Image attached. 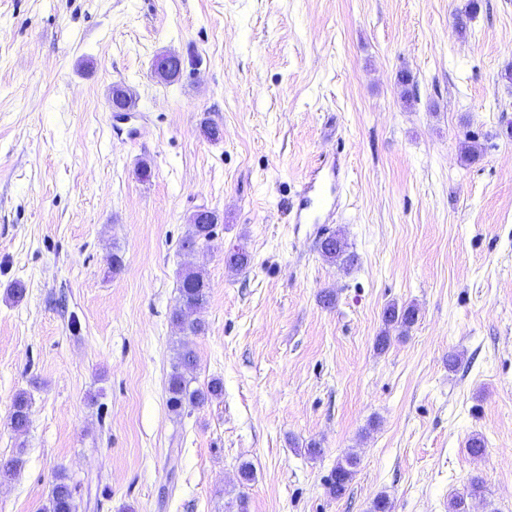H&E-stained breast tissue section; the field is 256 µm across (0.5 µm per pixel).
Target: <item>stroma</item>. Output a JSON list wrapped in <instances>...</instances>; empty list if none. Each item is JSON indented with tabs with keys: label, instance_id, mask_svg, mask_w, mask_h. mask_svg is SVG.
Here are the masks:
<instances>
[{
	"label": "stroma",
	"instance_id": "1",
	"mask_svg": "<svg viewBox=\"0 0 512 512\" xmlns=\"http://www.w3.org/2000/svg\"><path fill=\"white\" fill-rule=\"evenodd\" d=\"M468 2L0 0V461L26 444L0 512H44L60 471L79 512H369L380 494L448 512L475 477L471 512H512V0H478L461 37ZM162 52L184 61L170 84L152 76ZM118 83L136 94L126 123ZM332 161L333 217L293 223ZM202 207L220 220L184 253ZM336 231L354 266L322 257ZM188 266L210 283L198 336L171 322ZM393 302L418 320L380 353ZM183 345L193 386L224 391L179 416ZM196 363L197 355L193 349L182 346L177 350L172 371L166 383L168 406L177 415H180L186 407L202 406L223 393V383L219 379H212L204 387H191L185 372L193 368ZM30 398L26 392H19L15 395L12 409L9 414V426L16 434L27 431L29 425ZM357 456L349 454L344 461L338 462L329 476V490L336 497L344 495L356 474Z\"/></svg>",
	"mask_w": 512,
	"mask_h": 512
}]
</instances>
